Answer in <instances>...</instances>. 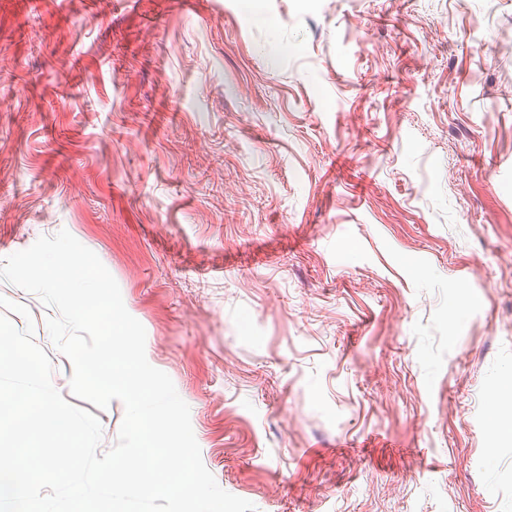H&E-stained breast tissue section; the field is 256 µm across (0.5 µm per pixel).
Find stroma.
Returning <instances> with one entry per match:
<instances>
[{
    "mask_svg": "<svg viewBox=\"0 0 512 512\" xmlns=\"http://www.w3.org/2000/svg\"><path fill=\"white\" fill-rule=\"evenodd\" d=\"M245 1L0 0V261L91 247L257 512H512V0Z\"/></svg>",
    "mask_w": 512,
    "mask_h": 512,
    "instance_id": "1",
    "label": "stroma"
}]
</instances>
